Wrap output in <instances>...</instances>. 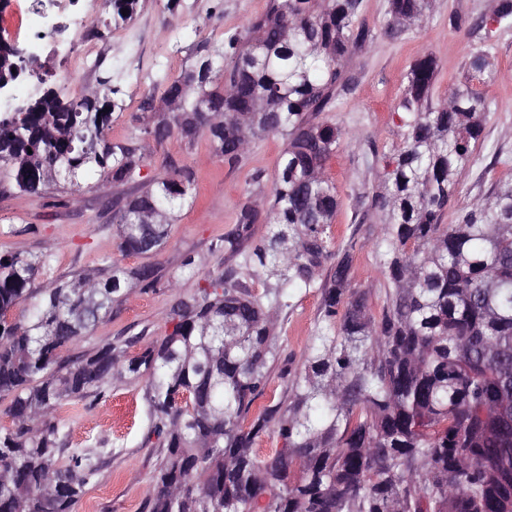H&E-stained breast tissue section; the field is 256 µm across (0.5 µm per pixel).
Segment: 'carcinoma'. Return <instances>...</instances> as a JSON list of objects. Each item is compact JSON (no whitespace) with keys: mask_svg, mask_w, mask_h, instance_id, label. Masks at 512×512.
I'll list each match as a JSON object with an SVG mask.
<instances>
[{"mask_svg":"<svg viewBox=\"0 0 512 512\" xmlns=\"http://www.w3.org/2000/svg\"><path fill=\"white\" fill-rule=\"evenodd\" d=\"M110 2L114 22L132 20L137 0ZM360 2L267 0L245 31L220 43L196 36L193 65L161 82L167 116L142 130L153 141L201 132L229 164L265 136L284 148L270 203L247 199L220 239L224 270L197 275L170 310L171 329L144 350L108 343L70 356L132 286H157L155 264L107 257L100 273L37 288L43 257L0 253V394L12 395L0 512H74L94 470L78 450L60 462L54 413L66 400L106 398L126 376L145 381L146 443L160 449L148 512H489L494 501L512 512V184L444 223L483 139V94L466 84L434 106L436 62L411 67L404 140L372 200L387 279L379 315L352 285V247L328 233L339 196L326 163L346 133L322 115L368 38L354 27ZM429 4L389 0L388 26L422 21ZM488 20L511 25L512 0H497ZM490 66L483 51L469 61L480 78ZM33 76L35 94L0 110V167L15 185L36 193L56 179L76 194L93 173L128 183L142 157L104 135L123 110L120 80L64 100L37 61L21 65L0 39V83ZM191 186L182 172L115 204L118 250L158 254ZM313 288L321 322L300 368L257 406L280 359L281 315ZM266 435L278 447L262 457Z\"/></svg>","mask_w":512,"mask_h":512,"instance_id":"1","label":"carcinoma"}]
</instances>
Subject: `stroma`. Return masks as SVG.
Returning <instances> with one entry per match:
<instances>
[{"label":"stroma","instance_id":"obj_1","mask_svg":"<svg viewBox=\"0 0 512 512\" xmlns=\"http://www.w3.org/2000/svg\"><path fill=\"white\" fill-rule=\"evenodd\" d=\"M204 9L188 12L185 0H138L133 19L114 23L108 0H97L90 21L112 35V74L122 80L124 109L113 113L105 130L110 142L136 148L143 156L141 175L125 185L94 176L82 195L64 183H53L39 193L20 191L7 172H0V252L43 254L46 266L36 287L56 279L101 268L104 258L119 256L110 205L124 201L146 180L159 181L188 170L194 178L195 198L175 210L169 236L154 256L127 255L125 266L151 262L160 270L158 288L135 290L112 308L110 319L98 325L78 344L80 354L95 352L106 343L131 340L129 354L142 351L169 329L173 304L194 284L182 263L193 259L200 270H218L223 252L214 248L235 222L247 197L271 198L278 155V137L256 140L237 164L215 155L204 135L187 139L173 135L163 143L142 139L149 120L143 105L155 81L188 69L193 61L192 30H202L221 41L225 30H241L262 12L266 0H205ZM496 0H434L420 23L393 32L387 27V0H362L357 27L368 30L364 45L355 48L345 69V85L325 118L348 133L349 140L327 166L340 206L329 232L337 246H352L355 259L352 284L365 292L373 313L385 302V277L378 265L376 243L380 216L370 207L382 189V158L403 141L404 110L400 103L412 65L423 55L437 63L431 89L432 102L443 101L450 89L469 83L468 63L478 51L488 52L491 75L480 85L489 101L484 139L476 161L462 176L446 223H457L472 203L491 196L501 183L512 180V26L485 33L472 28L473 20L491 14ZM148 40L137 56H129L124 38L139 26ZM260 182H253L254 172ZM320 293L296 295L277 338L282 359L299 361L314 334L319 317ZM105 402L70 400L55 413L68 448L84 450L96 468L84 485L75 512L87 503L98 512H143L150 481L160 459L147 447L151 425L143 381L124 378L108 387Z\"/></svg>","mask_w":512,"mask_h":512}]
</instances>
